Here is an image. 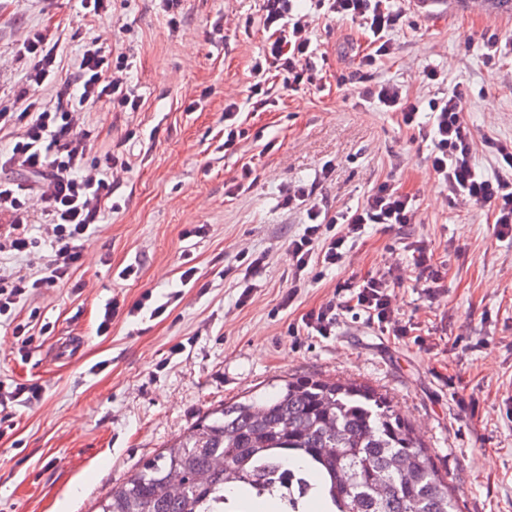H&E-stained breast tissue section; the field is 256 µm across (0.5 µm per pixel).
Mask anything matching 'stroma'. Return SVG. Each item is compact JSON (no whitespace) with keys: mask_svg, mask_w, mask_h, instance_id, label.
<instances>
[{"mask_svg":"<svg viewBox=\"0 0 512 512\" xmlns=\"http://www.w3.org/2000/svg\"><path fill=\"white\" fill-rule=\"evenodd\" d=\"M401 7L394 55L362 71L351 55L365 41L359 25L315 19L321 90L292 92L272 76V103L256 109L251 69L269 37L263 0H183L175 28L158 0H113L95 21L77 0L51 10L43 0H0V108L16 106L21 72L11 59L32 29L56 41L68 68L93 37L125 52L143 98L137 112L99 103L82 115L98 135L96 151L124 142L131 168L114 182L119 210L105 215L71 282L26 303L51 331L23 348L0 324V381L43 388L38 403L13 406L0 431V512H96L113 486L211 409L303 375L387 393L452 480L462 512H512V239L498 238L486 211L449 203L421 143L394 114L336 86L337 75L357 71L426 101L459 83L470 90L464 117L476 137L512 138V51L491 66L483 43L491 34L512 41V14L461 0ZM427 69L443 83H423ZM231 101L247 136L228 150ZM245 167L251 187L231 193ZM324 169L329 205L356 204L387 181L415 195L417 221L368 227L340 267L286 307L288 242L306 217L283 205L280 188ZM196 224L207 234L184 238ZM418 238L445 274L439 292L413 279L405 245ZM187 255L193 288L180 283ZM259 255L257 291L238 306V283ZM130 264L137 277L120 279ZM390 267L404 276L394 304L408 335L381 334L346 309L333 335L293 333L303 314L341 300L345 281ZM177 290L181 300L160 318L124 308L110 334L97 335L106 303L126 307L144 292L160 300ZM72 338L76 355L56 359L57 345ZM180 341L186 350L171 355Z\"/></svg>","mask_w":512,"mask_h":512,"instance_id":"35a3bbf8","label":"stroma"}]
</instances>
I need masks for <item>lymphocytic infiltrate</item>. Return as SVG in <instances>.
<instances>
[{
    "label": "lymphocytic infiltrate",
    "instance_id": "1",
    "mask_svg": "<svg viewBox=\"0 0 512 512\" xmlns=\"http://www.w3.org/2000/svg\"><path fill=\"white\" fill-rule=\"evenodd\" d=\"M394 0H311L323 16L360 24L367 37L360 66L372 67L389 57L394 47L388 38L400 21ZM263 25L271 29V39L253 67L256 78L251 94L256 107L269 105L264 78L281 76L291 91L317 89L321 76L316 69V47L312 45L304 15L295 12L294 0H265ZM25 78L27 98L13 112L0 110V127H19L11 150L0 159V214L10 216L0 225V257H22L39 248L32 223L40 221L54 250L34 272L23 275L0 274V319L23 336L25 325L16 323L18 305L38 289L68 282L84 259L85 248L97 231L112 198L115 171L130 168L128 160L105 151L96 166H88L95 137L81 126L79 116L88 106L103 103L113 112H136L142 98L126 77V54L97 41L84 44L74 76L63 77L56 44L39 31L27 32L16 54ZM52 91L43 99L41 89ZM358 97L381 111L397 113L402 124L417 133L426 147L428 170L448 190L450 201H465L487 210L501 238H512V139L492 136L476 139L466 122L468 93L453 86L442 97L431 99L427 121H419L420 102L403 93L393 83L377 81L359 87ZM496 161L498 170L487 175L475 164L476 146ZM20 165L30 181L18 182L6 172ZM284 205L305 211L308 222L302 234L288 244L290 281L283 297L291 305L305 287L310 269L341 264L354 244L373 224H410L415 220L416 199L391 183L369 191L356 206L331 211L318 198L315 184L288 183L281 190ZM388 275L352 280L344 285L348 293L342 304L332 302L310 311L303 318L306 328L330 335L336 326L338 308L360 310L381 333L403 336L408 332L399 323L392 307Z\"/></svg>",
    "mask_w": 512,
    "mask_h": 512
}]
</instances>
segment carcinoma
<instances>
[{
    "instance_id": "obj_1",
    "label": "carcinoma",
    "mask_w": 512,
    "mask_h": 512,
    "mask_svg": "<svg viewBox=\"0 0 512 512\" xmlns=\"http://www.w3.org/2000/svg\"><path fill=\"white\" fill-rule=\"evenodd\" d=\"M279 494L292 512H459L452 487L386 394L357 381L288 380L211 410L100 502V512H229L227 489Z\"/></svg>"
}]
</instances>
